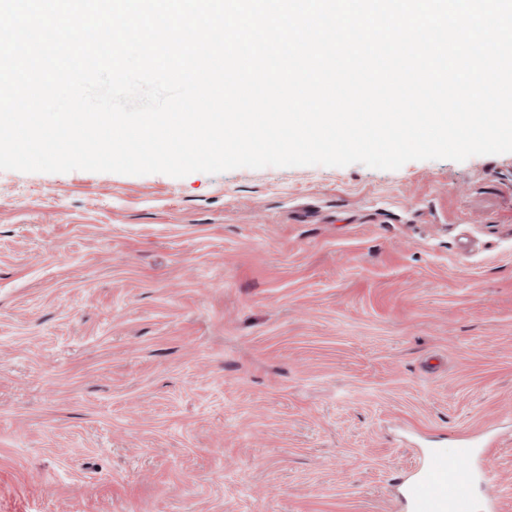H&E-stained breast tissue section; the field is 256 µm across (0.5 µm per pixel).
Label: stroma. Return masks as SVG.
Returning a JSON list of instances; mask_svg holds the SVG:
<instances>
[{"mask_svg":"<svg viewBox=\"0 0 512 512\" xmlns=\"http://www.w3.org/2000/svg\"><path fill=\"white\" fill-rule=\"evenodd\" d=\"M512 153L0 171V512H512ZM473 455L470 445L431 454L405 488L412 512H471L472 474L460 464Z\"/></svg>","mask_w":512,"mask_h":512,"instance_id":"35a3bbf8","label":"stroma"}]
</instances>
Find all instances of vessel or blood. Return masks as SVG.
<instances>
[{"label": "vessel or blood", "instance_id": "b4317fda", "mask_svg": "<svg viewBox=\"0 0 512 512\" xmlns=\"http://www.w3.org/2000/svg\"><path fill=\"white\" fill-rule=\"evenodd\" d=\"M473 455L468 445L431 454L405 488L412 512H471L472 474L465 464Z\"/></svg>", "mask_w": 512, "mask_h": 512}]
</instances>
